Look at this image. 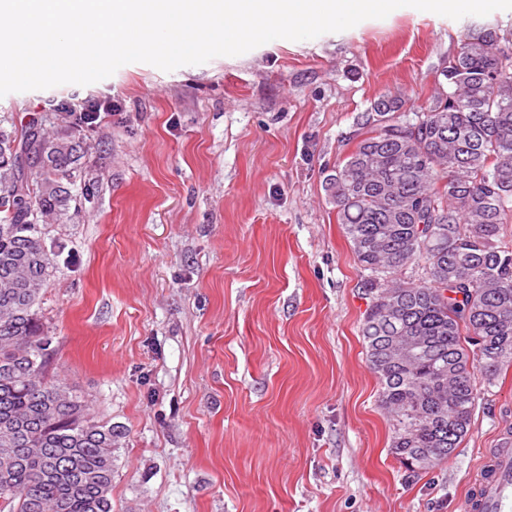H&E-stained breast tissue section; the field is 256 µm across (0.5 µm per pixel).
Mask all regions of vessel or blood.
<instances>
[{"mask_svg":"<svg viewBox=\"0 0 512 512\" xmlns=\"http://www.w3.org/2000/svg\"><path fill=\"white\" fill-rule=\"evenodd\" d=\"M463 512H512V447L496 450L490 471L462 501Z\"/></svg>","mask_w":512,"mask_h":512,"instance_id":"b4317fda","label":"vessel or blood"}]
</instances>
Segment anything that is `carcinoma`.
Listing matches in <instances>:
<instances>
[{"mask_svg": "<svg viewBox=\"0 0 512 512\" xmlns=\"http://www.w3.org/2000/svg\"><path fill=\"white\" fill-rule=\"evenodd\" d=\"M448 90L406 112L375 100L325 181L369 299L361 333L392 453L431 470L468 435L478 385L512 367V56L466 26ZM82 142L0 129V512H112L117 434L48 374L34 306L51 262L40 219L67 217Z\"/></svg>", "mask_w": 512, "mask_h": 512, "instance_id": "cac0c4a2", "label": "carcinoma"}]
</instances>
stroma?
<instances>
[{"mask_svg": "<svg viewBox=\"0 0 512 512\" xmlns=\"http://www.w3.org/2000/svg\"><path fill=\"white\" fill-rule=\"evenodd\" d=\"M466 19L412 7L165 72L13 92L0 126L77 132L94 183L45 225L49 373L118 434L112 512H461L512 431V368L412 474L366 361L361 274L324 179L379 97L433 96ZM116 113L73 129L69 100Z\"/></svg>", "mask_w": 512, "mask_h": 512, "instance_id": "1", "label": "stroma"}]
</instances>
